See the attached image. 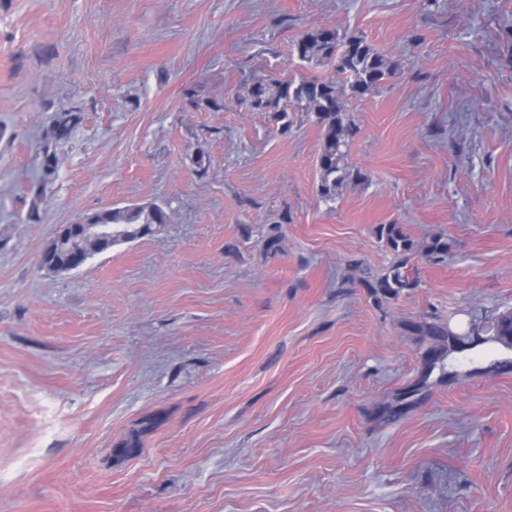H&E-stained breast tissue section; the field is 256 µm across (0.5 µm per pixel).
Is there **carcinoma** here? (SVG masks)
Instances as JSON below:
<instances>
[{
  "label": "carcinoma",
  "mask_w": 512,
  "mask_h": 512,
  "mask_svg": "<svg viewBox=\"0 0 512 512\" xmlns=\"http://www.w3.org/2000/svg\"><path fill=\"white\" fill-rule=\"evenodd\" d=\"M298 57L304 62L330 65L342 81L336 78H302L298 81L259 80L244 88L241 105L256 112H303L319 126L322 144L317 165L319 193L328 200L350 182L362 179V174L348 163L349 141L356 128L347 115L344 95L362 96L393 77L399 63L375 49L358 35L341 34L335 28L314 26L304 31L295 42ZM79 116L65 112L55 122L54 135L69 134ZM96 222L115 224L125 234H136L140 226L167 223L166 212L159 207L115 208L96 213ZM388 244L400 259L389 278L379 287L410 288L414 280L406 270L408 256L414 252L413 242L401 229L386 227Z\"/></svg>",
  "instance_id": "carcinoma-1"
}]
</instances>
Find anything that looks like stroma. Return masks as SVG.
<instances>
[{
  "instance_id": "obj_1",
  "label": "stroma",
  "mask_w": 512,
  "mask_h": 512,
  "mask_svg": "<svg viewBox=\"0 0 512 512\" xmlns=\"http://www.w3.org/2000/svg\"><path fill=\"white\" fill-rule=\"evenodd\" d=\"M319 24L400 64L328 201L319 127L238 103L332 77ZM390 224L450 246L393 292ZM509 311L512 0H0V512H512ZM96 222L100 224H88L85 217L78 219L73 224H80L82 236L94 239H107L112 242L131 240L124 238L120 233H115L112 224L122 228L121 232L136 235L140 226L153 227L155 224H166L167 214L160 207L145 208H115L103 212L94 213Z\"/></svg>"
}]
</instances>
